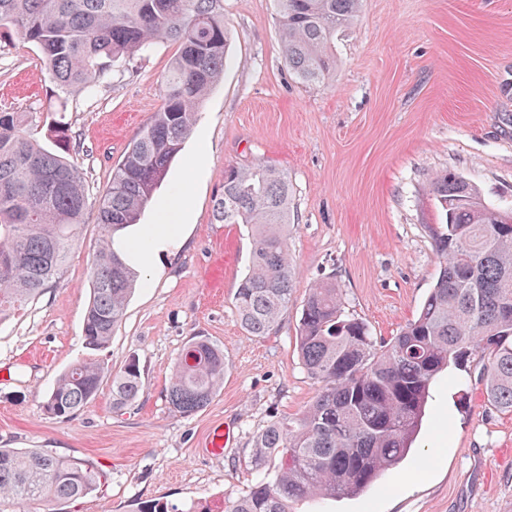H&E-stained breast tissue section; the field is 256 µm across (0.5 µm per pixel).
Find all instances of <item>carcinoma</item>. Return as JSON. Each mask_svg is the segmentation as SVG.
I'll use <instances>...</instances> for the list:
<instances>
[{"label":"carcinoma","mask_w":512,"mask_h":512,"mask_svg":"<svg viewBox=\"0 0 512 512\" xmlns=\"http://www.w3.org/2000/svg\"><path fill=\"white\" fill-rule=\"evenodd\" d=\"M288 69L320 85L336 71V33L358 17L362 0H275ZM39 52L64 96L89 92L118 62L165 40L179 52L165 77L162 104L138 134L112 181L92 201L80 168L61 153L68 129L51 144L27 134L20 116L0 112V320L35 300L59 278L84 216L96 206L104 231L91 268L93 291L83 323L90 351L109 345L140 274L114 238L139 223L181 152L199 109L224 73L229 33L223 0H0V29ZM445 222L431 227L441 259L417 317L389 340L344 314L332 281L316 283L302 305L298 355L317 382L297 417L269 424L252 440L251 480L224 512H290L300 502L356 497L396 467L421 425L432 384L473 356L490 406L512 412V208L488 204L476 186L445 172L432 180ZM288 177L265 166L224 171L214 217L248 227L251 249L233 306L242 327L265 336L291 302L295 269L288 253ZM224 348L189 342L167 389L170 407L191 415L224 382ZM105 368L94 358L71 365L43 409L71 419L97 394ZM144 389L136 358L112 375V402H134ZM99 473L83 459L44 449L0 448V512H24L84 498Z\"/></svg>","instance_id":"obj_1"}]
</instances>
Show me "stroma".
<instances>
[{
	"label": "stroma",
	"instance_id": "1",
	"mask_svg": "<svg viewBox=\"0 0 512 512\" xmlns=\"http://www.w3.org/2000/svg\"><path fill=\"white\" fill-rule=\"evenodd\" d=\"M230 34L224 75L141 217L156 223L172 201L187 217L182 241L141 267L122 323L99 352L107 371L137 357L144 390L125 407L103 379L77 415L43 409L58 375L85 356L83 319L103 236L88 211L59 279L19 314L0 320V448H43L87 460L101 481L60 512H139L142 503L191 501L222 512L248 485L252 439L293 418L318 385L295 336L303 301L335 281L347 315L391 337L414 319L439 270L428 227L443 218L431 181L449 172L486 202L512 204V0H363L336 34V73L320 86L289 73L274 0H224ZM176 43L114 66L93 93L58 104L34 47L0 32V112L19 113L31 138L68 126L90 196L102 194L164 95ZM265 165L292 187L288 252L292 301L263 337L232 304L251 248L240 224L215 221L227 166ZM221 345L228 370L201 411L166 398L174 363L194 337ZM479 362L440 375L410 454L361 496L323 512H512V412L490 406ZM233 436L205 444L216 425Z\"/></svg>",
	"mask_w": 512,
	"mask_h": 512
}]
</instances>
